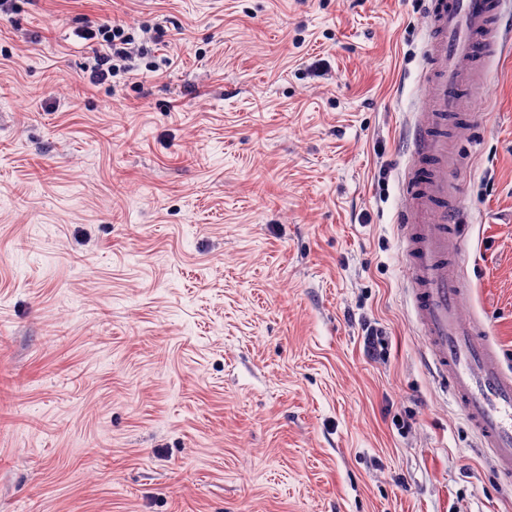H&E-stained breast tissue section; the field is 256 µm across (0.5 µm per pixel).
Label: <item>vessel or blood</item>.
<instances>
[{
  "mask_svg": "<svg viewBox=\"0 0 512 512\" xmlns=\"http://www.w3.org/2000/svg\"><path fill=\"white\" fill-rule=\"evenodd\" d=\"M502 26L497 0H430L423 72L428 110L412 137L400 236L428 363L495 468L507 474L512 473V369L484 339L482 322L460 315L464 288L454 256L461 242L452 229L457 209L447 176L448 131L473 109L470 91L485 78Z\"/></svg>",
  "mask_w": 512,
  "mask_h": 512,
  "instance_id": "b4317fda",
  "label": "vessel or blood"
}]
</instances>
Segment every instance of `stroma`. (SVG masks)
I'll return each mask as SVG.
<instances>
[{"label":"stroma","instance_id":"35a3bbf8","mask_svg":"<svg viewBox=\"0 0 512 512\" xmlns=\"http://www.w3.org/2000/svg\"><path fill=\"white\" fill-rule=\"evenodd\" d=\"M449 165L512 366V0ZM120 17L176 63L86 86ZM427 0L0 19V512H512L430 369L398 215ZM386 333L382 359L363 326Z\"/></svg>","mask_w":512,"mask_h":512}]
</instances>
